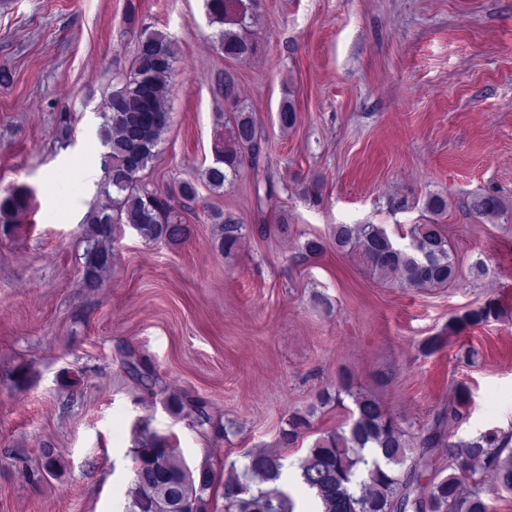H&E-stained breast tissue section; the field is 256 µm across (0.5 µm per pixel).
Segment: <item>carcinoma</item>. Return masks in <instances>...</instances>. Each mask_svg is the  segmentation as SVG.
<instances>
[{
    "label": "carcinoma",
    "instance_id": "cac0c4a2",
    "mask_svg": "<svg viewBox=\"0 0 512 512\" xmlns=\"http://www.w3.org/2000/svg\"><path fill=\"white\" fill-rule=\"evenodd\" d=\"M211 22L223 26L219 44L224 56L240 59L253 53L254 45L242 33L249 13L258 0H205ZM176 59L168 35L153 31L137 43L132 70L121 86L102 103V180L98 195L105 203L91 209L85 219L87 248L82 266V286L89 291L102 287L112 269V241L116 226L127 225L148 242L164 241L171 246L186 242L190 226L176 216V208L190 207L197 190L190 183L179 189V198L168 192L149 190L139 184V173L155 156L167 124L163 102L168 95L167 77ZM217 92L224 98V111L217 124L228 129L229 138L216 139L214 161L202 179L212 191L224 188L237 176L244 163L258 169L264 147L252 112L243 105L235 77L225 72L217 79ZM280 128L296 126L299 115L293 100H283L278 112ZM57 140L71 141L70 113L60 112ZM30 191L12 192L0 201V215L26 208ZM471 209L478 217H498L508 208L494 193L475 196ZM216 247L230 254L243 238L245 224L239 218L216 213ZM332 237L339 251L359 255L379 279L400 288L446 286L458 277L455 259L441 225L416 224L410 230L412 244L398 245L377 224H338ZM499 309L486 303L452 318L448 331L459 332L498 318ZM353 398L351 423L315 441L299 461L302 483L320 500L323 512H491L490 496L512 493V434L488 430L458 442L447 440L448 424L469 400V389L461 384L448 409L435 414L424 433L410 443L409 431L401 427L375 396L353 391L345 377L336 383V393L325 389L307 413H292L280 432L286 445L310 426L309 418L341 394ZM132 503L128 512H207V493L216 473L207 465L190 469L177 449L156 434L139 443L135 451ZM449 456L451 473L427 483V493L414 488L435 466L437 455ZM285 464L275 452L247 455L242 474L224 482L227 512H290L288 498L276 487Z\"/></svg>",
    "mask_w": 512,
    "mask_h": 512
}]
</instances>
